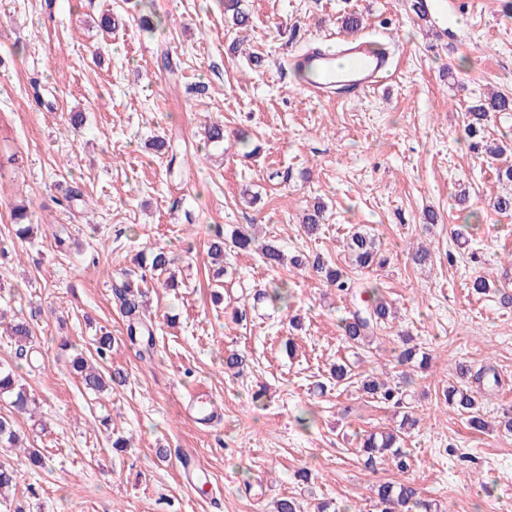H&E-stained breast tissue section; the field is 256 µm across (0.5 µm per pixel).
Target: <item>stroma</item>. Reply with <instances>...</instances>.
Returning <instances> with one entry per match:
<instances>
[{
  "instance_id": "stroma-1",
  "label": "stroma",
  "mask_w": 512,
  "mask_h": 512,
  "mask_svg": "<svg viewBox=\"0 0 512 512\" xmlns=\"http://www.w3.org/2000/svg\"><path fill=\"white\" fill-rule=\"evenodd\" d=\"M412 2L241 0L242 30L224 0H0V314L27 319L35 336L19 359L0 330V365L35 399L32 413L11 416L46 461L22 472L0 512H273L283 497L301 512H380L372 487L385 481L414 483L438 512H512V435L499 427L512 413V306L469 287L474 252L495 286H512V212L489 204L512 165V114L486 124L503 155L475 154L464 134L469 106L512 94V12L505 0H448L440 38ZM106 13L121 21L108 35L98 28ZM352 14L391 53L395 81L353 100L308 98L287 57L342 35ZM73 112L87 118L77 131ZM214 120L224 142L207 146L201 131ZM156 136L172 155L152 147ZM76 186L81 200L62 206ZM320 202L325 220L311 238L301 216ZM19 205L34 227L23 241ZM218 226H250L286 255L340 266L351 231L375 233L387 264L352 276L379 287L395 320L372 345L348 347L338 321L351 304L319 274L271 270L230 245L233 274L216 281L207 245ZM419 245L432 264L411 261ZM151 247L170 252L178 286H143L155 336L143 359L112 283L137 274ZM280 281L287 303L258 298ZM104 331L115 343L103 367L127 380L95 396L71 362ZM404 333L429 354L428 369L397 363ZM234 351L248 361L238 375L224 370ZM461 362L498 374L486 432L442 396ZM336 364L351 368V383L331 379ZM371 373L403 386L419 420L408 472L360 458L358 437L402 419L360 392ZM200 396L219 408L212 423L185 412ZM119 436L132 447L113 448ZM188 455L201 467L193 484ZM302 468L309 482L296 479Z\"/></svg>"
}]
</instances>
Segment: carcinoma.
<instances>
[{
    "instance_id": "1",
    "label": "carcinoma",
    "mask_w": 512,
    "mask_h": 512,
    "mask_svg": "<svg viewBox=\"0 0 512 512\" xmlns=\"http://www.w3.org/2000/svg\"><path fill=\"white\" fill-rule=\"evenodd\" d=\"M506 114L512 112V96L505 93H492L483 99V102L469 107L466 113L465 133L472 139L474 149H482L485 153L494 155L501 151V147L492 146L484 140V128L490 113ZM324 207L318 205L306 214L303 230L312 237L318 234L324 220ZM346 248L352 265L359 269H369L375 265L382 266L386 258L381 256L375 236L357 230L346 240ZM263 263L269 268L282 265L281 250L274 244H264L258 247ZM208 253L210 258L218 263L224 262V230L215 228ZM172 259L163 248H152L141 254L140 265L143 272L159 277L169 269ZM297 267L308 265L318 274L324 276L326 283L336 289L341 297H349L353 302V309L341 319L340 329L342 338L350 347H358L371 342L378 331L389 325L393 315L387 299L375 286L358 288L356 282L340 268H333L323 258L316 255L298 256L294 259ZM117 297L123 305L127 321V338L130 343L136 344L143 351L150 353L154 349L151 323L143 311L142 298L145 292L140 282L130 278L125 279L117 288ZM11 336L18 347L22 348L34 342L33 333L29 325L19 319L11 326ZM405 348L396 355L401 365L419 360L420 366L427 364V357H417L416 348L410 345V339H403ZM72 368L83 387L92 393L102 392L107 388H116L125 385L126 376L119 370L106 375L87 365V362L76 357L72 361ZM457 374L462 378L471 379V386L448 385L444 392L445 401L464 416L471 429L482 432L486 424L480 414L478 395L485 391L488 379H497L489 376L491 369L482 367L471 372L466 365L456 368ZM359 390L367 396L378 400L387 407L403 412V423L398 431L371 432L358 443L362 452L363 464L368 469L376 467L383 458L390 456L397 470L405 472L410 468V452L403 447L404 436L415 426L409 412L406 411V391L398 384L391 385L384 380L371 376L363 381ZM11 398L9 405L22 413L29 411L30 399L24 387L18 383L13 369L0 366V396ZM18 433L13 420L8 416L0 415V445L12 447L16 445ZM20 471L9 465H0V495L17 484ZM381 512H432L431 504L421 499L420 492L410 484L382 482L374 488Z\"/></svg>"
}]
</instances>
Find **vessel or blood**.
I'll return each instance as SVG.
<instances>
[{"instance_id":"obj_1","label":"vessel or blood","mask_w":512,"mask_h":512,"mask_svg":"<svg viewBox=\"0 0 512 512\" xmlns=\"http://www.w3.org/2000/svg\"><path fill=\"white\" fill-rule=\"evenodd\" d=\"M290 61L304 77L303 90L316 100L333 98L339 92L361 97L394 75L389 55L360 36L339 38L333 46L322 41L312 43L306 51L292 55Z\"/></svg>"}]
</instances>
